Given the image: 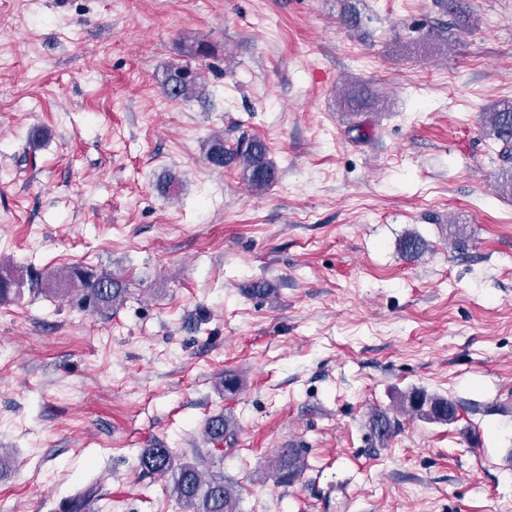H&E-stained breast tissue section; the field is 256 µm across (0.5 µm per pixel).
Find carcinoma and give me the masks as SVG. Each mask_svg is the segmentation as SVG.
<instances>
[{
    "instance_id": "cac0c4a2",
    "label": "carcinoma",
    "mask_w": 512,
    "mask_h": 512,
    "mask_svg": "<svg viewBox=\"0 0 512 512\" xmlns=\"http://www.w3.org/2000/svg\"><path fill=\"white\" fill-rule=\"evenodd\" d=\"M340 18L344 26L355 28L360 22V13L343 0ZM441 10L452 17L444 46L459 42L462 34L472 31L477 25V15L471 11L468 0H440ZM166 97L188 100L197 94L194 74L187 68L175 67L166 73L161 83ZM379 99L369 88L349 83L340 93V103L350 112H368L378 106ZM487 134L502 143L500 153L512 152V100L503 99L490 104L480 113ZM238 160L245 180L255 189L264 190L276 180L277 169L269 158L266 143L258 137L243 138L236 145L227 147L224 139L212 141L206 152V161L214 168H222L230 160ZM427 248L426 241L417 234H409L400 242L405 255L416 258ZM23 270L13 265L0 266V301L9 299L20 291ZM49 292L73 295L87 309L108 315L122 306L127 298L123 280L106 269H87L71 265L56 276ZM402 409L412 416L437 422L453 423L457 419V402L444 396L430 394L421 388H413L400 397ZM205 430L209 443L218 445L235 435L233 422L222 416L207 420ZM374 430L386 441L394 433L395 424L384 413L375 415ZM140 468L152 475L167 480L176 506L180 512H239V497L235 487L224 481V476L215 475L202 468V461H181L169 448H145L139 458ZM277 483L292 484L306 470L305 458L298 449L278 452L271 461Z\"/></svg>"
}]
</instances>
